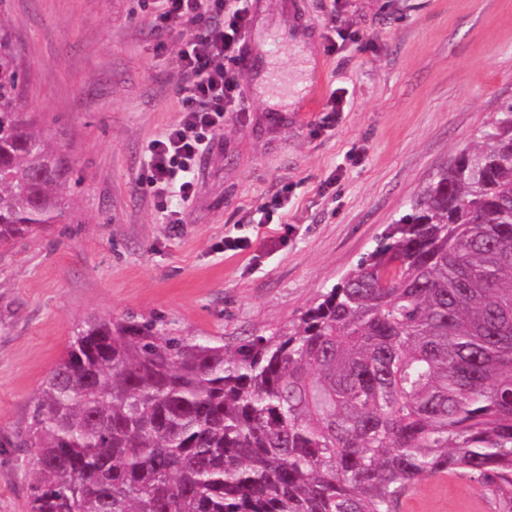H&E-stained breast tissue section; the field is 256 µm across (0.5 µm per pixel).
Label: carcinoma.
<instances>
[{
  "label": "carcinoma",
  "mask_w": 512,
  "mask_h": 512,
  "mask_svg": "<svg viewBox=\"0 0 512 512\" xmlns=\"http://www.w3.org/2000/svg\"><path fill=\"white\" fill-rule=\"evenodd\" d=\"M0 25V245L70 220ZM22 445L29 512H402L439 476L512 506V102L292 324L236 349L90 316Z\"/></svg>",
  "instance_id": "cac0c4a2"
}]
</instances>
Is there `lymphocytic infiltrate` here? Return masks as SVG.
<instances>
[{
  "instance_id": "1",
  "label": "lymphocytic infiltrate",
  "mask_w": 512,
  "mask_h": 512,
  "mask_svg": "<svg viewBox=\"0 0 512 512\" xmlns=\"http://www.w3.org/2000/svg\"><path fill=\"white\" fill-rule=\"evenodd\" d=\"M161 2L162 34L190 27L195 35L172 60L183 77L178 93L184 115L152 142L147 184L178 182L180 197L186 200L194 191L192 175L210 136L223 128L225 113L245 109L235 73L246 50L249 10L244 5H227L226 0Z\"/></svg>"
}]
</instances>
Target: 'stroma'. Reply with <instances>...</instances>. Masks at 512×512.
Segmentation results:
<instances>
[{"label": "stroma", "instance_id": "stroma-1", "mask_svg": "<svg viewBox=\"0 0 512 512\" xmlns=\"http://www.w3.org/2000/svg\"><path fill=\"white\" fill-rule=\"evenodd\" d=\"M248 104L227 115L169 224L144 186L149 145L182 116L181 36L156 0H0L23 106L74 163L72 223L0 247V512H28L20 449L41 384L87 317L241 339L287 325L372 252L389 224L512 102V0H249ZM343 31L335 53L328 38ZM314 61L317 99L293 94ZM283 100L269 106L263 72ZM343 110L327 119L332 92ZM286 199L273 223L260 208ZM247 238L225 250V237ZM415 512H481L480 485L423 482Z\"/></svg>", "mask_w": 512, "mask_h": 512}]
</instances>
